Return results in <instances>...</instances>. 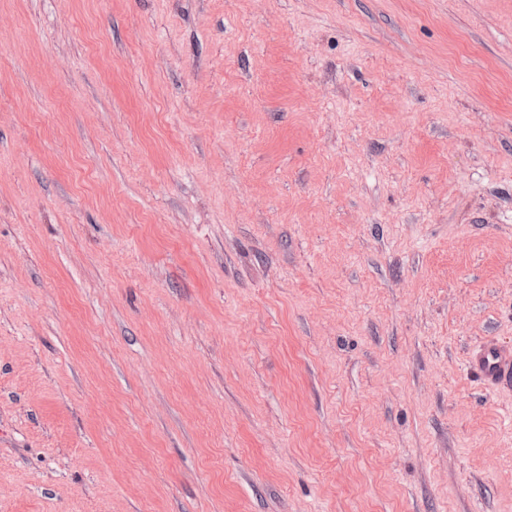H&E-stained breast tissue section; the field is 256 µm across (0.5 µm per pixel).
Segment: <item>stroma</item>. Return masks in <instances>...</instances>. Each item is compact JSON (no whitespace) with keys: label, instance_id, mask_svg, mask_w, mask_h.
Segmentation results:
<instances>
[{"label":"stroma","instance_id":"obj_1","mask_svg":"<svg viewBox=\"0 0 512 512\" xmlns=\"http://www.w3.org/2000/svg\"><path fill=\"white\" fill-rule=\"evenodd\" d=\"M512 0H0V512H512ZM469 368L484 386L512 390V350L486 342L471 355Z\"/></svg>","mask_w":512,"mask_h":512}]
</instances>
